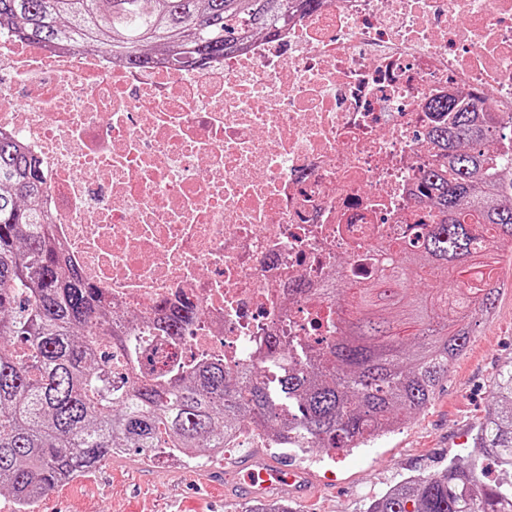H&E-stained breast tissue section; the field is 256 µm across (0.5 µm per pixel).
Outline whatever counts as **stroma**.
<instances>
[{"label": "stroma", "instance_id": "1", "mask_svg": "<svg viewBox=\"0 0 512 512\" xmlns=\"http://www.w3.org/2000/svg\"><path fill=\"white\" fill-rule=\"evenodd\" d=\"M510 363L512 287H505L490 313L474 324L431 404L370 447L314 448L299 456L253 438L200 463L163 455L144 461L130 448L59 485L40 504L43 512H241L247 500L236 492L234 464L259 453L310 470L321 486L303 502L288 487L272 492V500L288 502L294 512H366L372 499L397 482L439 475L452 458L468 460L467 438L493 409V381Z\"/></svg>", "mask_w": 512, "mask_h": 512}]
</instances>
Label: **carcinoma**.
Segmentation results:
<instances>
[{"mask_svg":"<svg viewBox=\"0 0 512 512\" xmlns=\"http://www.w3.org/2000/svg\"><path fill=\"white\" fill-rule=\"evenodd\" d=\"M322 0H0V24L35 45L101 50L131 67L159 52L198 62L224 55L248 33H272L289 10ZM451 122L434 125L446 161L421 175L429 229L393 248L374 275L333 292L336 339L314 359L272 336L276 364L300 357L273 382L239 366L173 360L139 374L129 327L112 319L100 289L67 265L41 210L44 175L18 140L0 135V490L18 512L63 480L121 448L150 459L224 452L248 422L282 448H364L425 410L449 363L466 348L476 311L490 312L502 258L512 253V140L491 152L496 125H478L452 98L434 101ZM433 268L448 285L420 289ZM158 307V330L179 341L196 319ZM123 371H112V351ZM500 407L472 435L466 464L402 480L366 512H512V364L493 383ZM245 512H293L253 500Z\"/></svg>","mask_w":512,"mask_h":512,"instance_id":"1","label":"carcinoma"}]
</instances>
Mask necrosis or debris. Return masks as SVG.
Here are the masks:
<instances>
[{"label": "necrosis or debris", "mask_w": 512, "mask_h": 512, "mask_svg": "<svg viewBox=\"0 0 512 512\" xmlns=\"http://www.w3.org/2000/svg\"><path fill=\"white\" fill-rule=\"evenodd\" d=\"M482 90L512 125V0H323L191 66L0 28V134L40 160L67 262L114 315L199 309L179 346L136 330L145 375L330 344V288L421 231L434 100Z\"/></svg>", "instance_id": "necrosis-or-debris-1"}]
</instances>
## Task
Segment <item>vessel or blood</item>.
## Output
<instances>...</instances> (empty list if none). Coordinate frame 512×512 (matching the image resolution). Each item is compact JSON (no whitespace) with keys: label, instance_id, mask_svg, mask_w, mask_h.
Wrapping results in <instances>:
<instances>
[{"label":"vessel or blood","instance_id":"vessel-or-blood-1","mask_svg":"<svg viewBox=\"0 0 512 512\" xmlns=\"http://www.w3.org/2000/svg\"><path fill=\"white\" fill-rule=\"evenodd\" d=\"M240 473L237 488L244 495L252 496L289 485L298 498H306L313 484L309 472L281 464L275 459L262 456L248 459L239 465Z\"/></svg>","mask_w":512,"mask_h":512}]
</instances>
